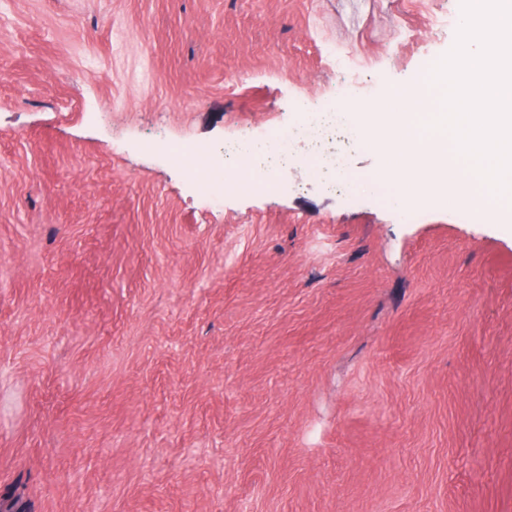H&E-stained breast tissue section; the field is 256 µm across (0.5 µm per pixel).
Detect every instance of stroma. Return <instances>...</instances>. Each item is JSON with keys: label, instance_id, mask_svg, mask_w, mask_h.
<instances>
[{"label": "stroma", "instance_id": "35a3bbf8", "mask_svg": "<svg viewBox=\"0 0 512 512\" xmlns=\"http://www.w3.org/2000/svg\"><path fill=\"white\" fill-rule=\"evenodd\" d=\"M461 0H0V500L512 512V225L398 209L306 126L453 47ZM288 166L196 179L172 146Z\"/></svg>", "mask_w": 512, "mask_h": 512}]
</instances>
